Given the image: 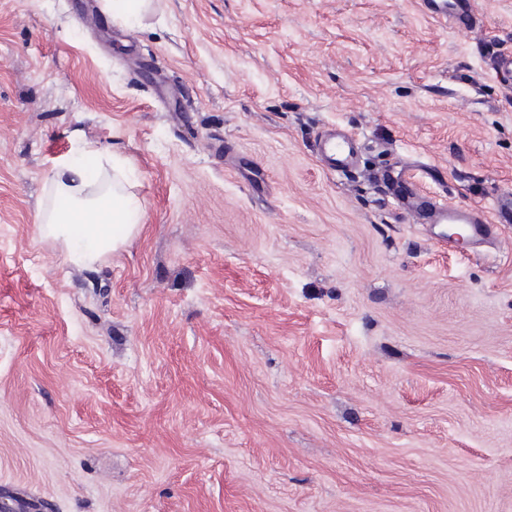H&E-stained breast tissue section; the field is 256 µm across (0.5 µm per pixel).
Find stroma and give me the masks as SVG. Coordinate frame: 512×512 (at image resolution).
<instances>
[{
    "label": "stroma",
    "instance_id": "obj_1",
    "mask_svg": "<svg viewBox=\"0 0 512 512\" xmlns=\"http://www.w3.org/2000/svg\"><path fill=\"white\" fill-rule=\"evenodd\" d=\"M0 0V492L41 512H512V224L436 240L377 182L512 191V0ZM357 162L328 170L333 128ZM93 142L144 210L36 223ZM421 10L436 21L459 30H471L477 19L475 0H419ZM91 153L98 150L78 140L74 155L55 163L52 192L67 197L69 206L43 208L37 215L41 236L57 244L67 260L83 265L100 263L123 249L139 234L143 217L120 153L112 150L95 175L78 161Z\"/></svg>",
    "mask_w": 512,
    "mask_h": 512
}]
</instances>
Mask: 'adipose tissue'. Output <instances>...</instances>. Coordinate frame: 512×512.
I'll use <instances>...</instances> for the list:
<instances>
[{"label": "adipose tissue", "mask_w": 512, "mask_h": 512, "mask_svg": "<svg viewBox=\"0 0 512 512\" xmlns=\"http://www.w3.org/2000/svg\"><path fill=\"white\" fill-rule=\"evenodd\" d=\"M78 141L74 155L55 164L52 192L68 198L67 208L41 209L42 237L57 244L67 260L94 265L123 249L139 234L143 209L132 192L120 153H112L97 174H89L79 156L93 153Z\"/></svg>", "instance_id": "obj_1"}]
</instances>
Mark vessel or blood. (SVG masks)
<instances>
[{"instance_id":"obj_1","label":"vessel or blood","mask_w":512,"mask_h":512,"mask_svg":"<svg viewBox=\"0 0 512 512\" xmlns=\"http://www.w3.org/2000/svg\"><path fill=\"white\" fill-rule=\"evenodd\" d=\"M421 10L440 23L452 24L457 29L471 30L477 19L476 0H418ZM319 148L325 154L333 170H343L352 164L357 150L354 138L339 134L322 138ZM378 181L388 184L393 199L413 215L420 224H464L469 228L470 243L489 244L495 239L501 224L512 223V192L497 196L492 210L476 206L448 203L433 196L420 194L417 169H410L398 179L388 173L377 176Z\"/></svg>"}]
</instances>
